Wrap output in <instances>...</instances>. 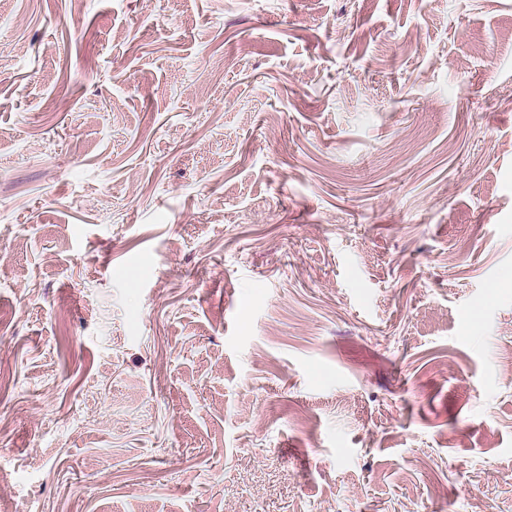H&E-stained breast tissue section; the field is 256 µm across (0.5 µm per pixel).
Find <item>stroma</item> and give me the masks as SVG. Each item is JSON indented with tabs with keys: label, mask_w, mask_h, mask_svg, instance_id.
<instances>
[{
	"label": "stroma",
	"mask_w": 512,
	"mask_h": 512,
	"mask_svg": "<svg viewBox=\"0 0 512 512\" xmlns=\"http://www.w3.org/2000/svg\"><path fill=\"white\" fill-rule=\"evenodd\" d=\"M0 512H512V0H0Z\"/></svg>",
	"instance_id": "1"
}]
</instances>
